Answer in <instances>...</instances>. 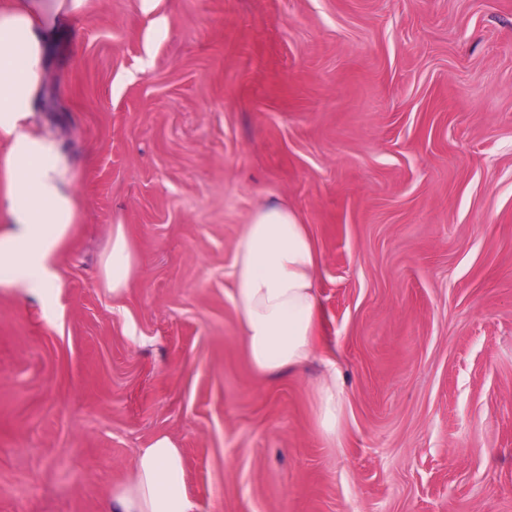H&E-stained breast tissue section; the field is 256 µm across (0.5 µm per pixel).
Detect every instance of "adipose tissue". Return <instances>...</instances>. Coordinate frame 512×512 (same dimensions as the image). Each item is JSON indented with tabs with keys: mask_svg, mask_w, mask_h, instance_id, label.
<instances>
[{
	"mask_svg": "<svg viewBox=\"0 0 512 512\" xmlns=\"http://www.w3.org/2000/svg\"><path fill=\"white\" fill-rule=\"evenodd\" d=\"M86 0H0V286L32 293L62 288L59 252L77 224L79 173L62 140L35 114L48 84L60 35ZM137 258L123 225L112 227L105 284L121 295ZM318 255L311 234L285 204H264L244 224L235 247L232 305L249 359L259 373L303 369L318 357ZM316 391L322 437L335 441L343 391L335 364L321 359ZM108 512H194L185 491L180 448L166 436L140 449L131 479L112 490Z\"/></svg>",
	"mask_w": 512,
	"mask_h": 512,
	"instance_id": "ef3b65f1",
	"label": "adipose tissue"
}]
</instances>
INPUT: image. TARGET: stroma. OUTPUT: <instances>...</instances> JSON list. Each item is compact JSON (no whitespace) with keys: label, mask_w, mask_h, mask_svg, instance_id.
<instances>
[{"label":"stroma","mask_w":512,"mask_h":512,"mask_svg":"<svg viewBox=\"0 0 512 512\" xmlns=\"http://www.w3.org/2000/svg\"><path fill=\"white\" fill-rule=\"evenodd\" d=\"M40 120L80 219L60 292L0 287V512H105L159 435L196 512H512V0H89ZM262 203L319 258L298 373L231 303ZM137 258L133 252L124 224L112 226V250L103 262L102 274L105 284L112 291V296L121 295L133 276ZM323 376L316 391L317 422L322 437L335 443L337 427L343 410V391L336 381L334 362L322 358Z\"/></svg>","instance_id":"35a3bbf8"}]
</instances>
